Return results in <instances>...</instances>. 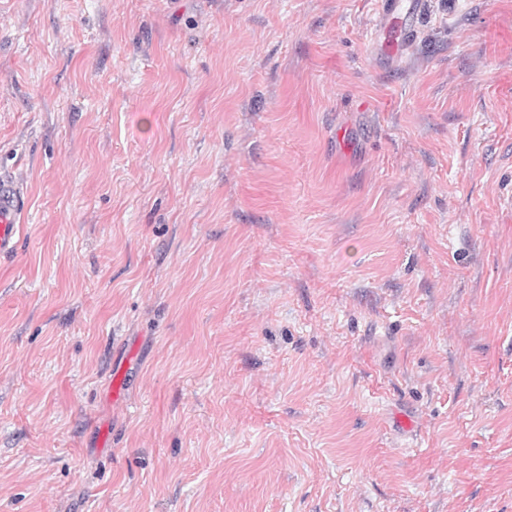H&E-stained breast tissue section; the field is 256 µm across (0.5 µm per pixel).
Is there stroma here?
<instances>
[{"mask_svg":"<svg viewBox=\"0 0 512 512\" xmlns=\"http://www.w3.org/2000/svg\"><path fill=\"white\" fill-rule=\"evenodd\" d=\"M420 3L0 0V512H512V0ZM386 21L373 42L377 60L394 59L403 50L419 17V0H383ZM28 220V192L22 178L0 171V257L13 256Z\"/></svg>","mask_w":512,"mask_h":512,"instance_id":"35a3bbf8","label":"stroma"}]
</instances>
